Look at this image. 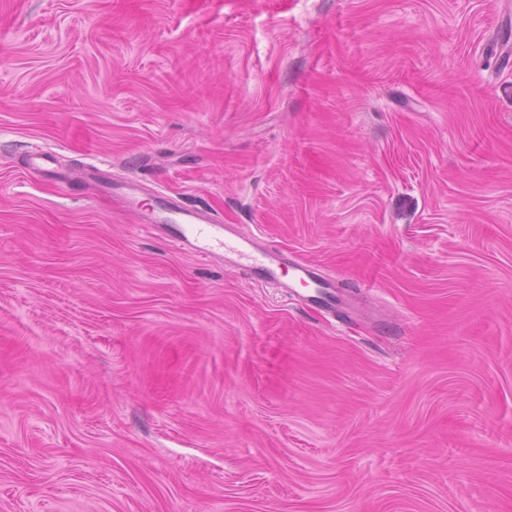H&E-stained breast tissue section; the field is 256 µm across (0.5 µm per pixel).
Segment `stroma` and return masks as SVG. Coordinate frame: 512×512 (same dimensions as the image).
I'll use <instances>...</instances> for the list:
<instances>
[{
    "instance_id": "1",
    "label": "stroma",
    "mask_w": 512,
    "mask_h": 512,
    "mask_svg": "<svg viewBox=\"0 0 512 512\" xmlns=\"http://www.w3.org/2000/svg\"><path fill=\"white\" fill-rule=\"evenodd\" d=\"M0 512H512V0H0ZM111 189L136 215L141 227L162 228L179 251L205 260L214 254L215 248H222L225 259L228 255L234 257L235 262L249 268L255 278L269 286L285 288L287 295L289 290L298 300L319 303L330 312H336V306L340 305L336 282L318 273L311 263L288 259L284 251L261 246L250 234L232 233L228 225L193 207L174 206L171 210L166 209L163 216L147 212L142 206V183L138 178L112 183ZM283 267L291 269L288 282L280 280Z\"/></svg>"
}]
</instances>
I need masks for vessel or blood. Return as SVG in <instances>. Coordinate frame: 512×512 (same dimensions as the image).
I'll use <instances>...</instances> for the list:
<instances>
[{
    "mask_svg": "<svg viewBox=\"0 0 512 512\" xmlns=\"http://www.w3.org/2000/svg\"><path fill=\"white\" fill-rule=\"evenodd\" d=\"M141 190V181L134 177L112 185L113 193L136 215L141 227L163 229L179 251L204 260L215 249H223L269 286L285 287L297 299L319 303L331 312L340 305L335 281L318 273L311 263L288 259L284 251L261 246L254 236L230 231L228 225L193 207L175 206L169 214H153L144 210Z\"/></svg>",
    "mask_w": 512,
    "mask_h": 512,
    "instance_id": "1",
    "label": "vessel or blood"
}]
</instances>
